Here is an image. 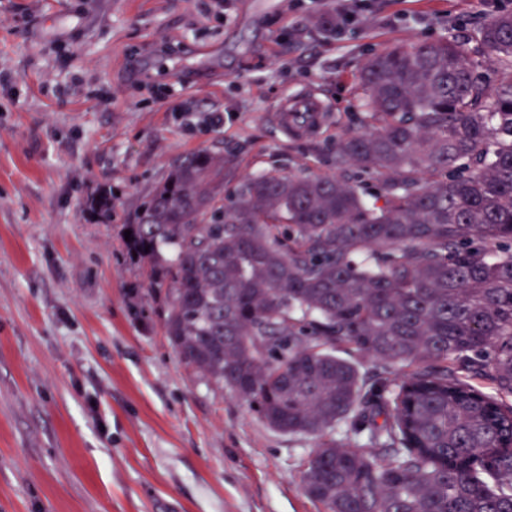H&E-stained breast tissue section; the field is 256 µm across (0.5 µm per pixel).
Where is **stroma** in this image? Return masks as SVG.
<instances>
[{
	"mask_svg": "<svg viewBox=\"0 0 512 512\" xmlns=\"http://www.w3.org/2000/svg\"><path fill=\"white\" fill-rule=\"evenodd\" d=\"M0 0V512H320L317 441L270 427L183 364L125 262L169 162L336 172L367 117L359 74L396 43L470 35L512 0ZM314 94L304 136L273 120ZM115 191L112 221L85 201ZM97 196H100V199H97ZM85 210L93 223H111L112 187H101L90 195L85 202Z\"/></svg>",
	"mask_w": 512,
	"mask_h": 512,
	"instance_id": "35a3bbf8",
	"label": "stroma"
}]
</instances>
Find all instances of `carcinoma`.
Returning <instances> with one entry per match:
<instances>
[{"label":"carcinoma","mask_w":512,"mask_h":512,"mask_svg":"<svg viewBox=\"0 0 512 512\" xmlns=\"http://www.w3.org/2000/svg\"><path fill=\"white\" fill-rule=\"evenodd\" d=\"M473 40L499 82L455 38L363 67L369 130L338 140L336 166L385 175L383 205L340 177L273 173L226 204L224 158L201 149L121 228L180 360L319 439L303 489L324 512H512V403L470 383L512 395V10ZM85 210L112 223V188ZM341 344L383 370L362 379ZM350 414L379 452L336 444Z\"/></svg>","instance_id":"carcinoma-1"}]
</instances>
